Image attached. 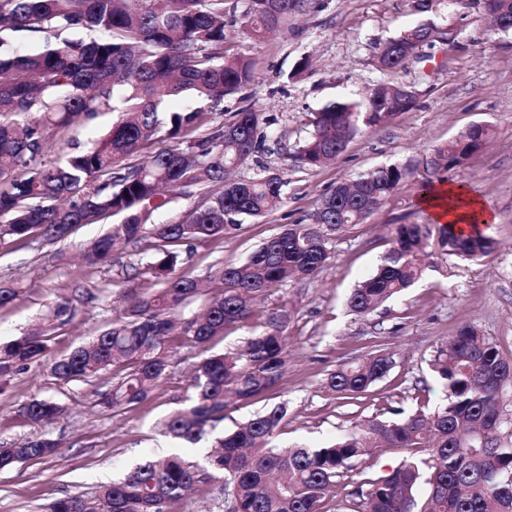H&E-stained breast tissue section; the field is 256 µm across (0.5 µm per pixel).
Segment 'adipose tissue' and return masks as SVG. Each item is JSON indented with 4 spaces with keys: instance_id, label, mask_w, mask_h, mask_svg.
<instances>
[{
    "instance_id": "1",
    "label": "adipose tissue",
    "mask_w": 512,
    "mask_h": 512,
    "mask_svg": "<svg viewBox=\"0 0 512 512\" xmlns=\"http://www.w3.org/2000/svg\"><path fill=\"white\" fill-rule=\"evenodd\" d=\"M422 206L437 224L453 225L462 232L473 224H487L492 220L485 203L459 185H437L423 194Z\"/></svg>"
}]
</instances>
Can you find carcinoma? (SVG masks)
<instances>
[{"instance_id": "1", "label": "carcinoma", "mask_w": 512, "mask_h": 512, "mask_svg": "<svg viewBox=\"0 0 512 512\" xmlns=\"http://www.w3.org/2000/svg\"><path fill=\"white\" fill-rule=\"evenodd\" d=\"M321 0H248L244 13L251 35L260 37L288 18L316 11ZM499 14L496 27L512 31V0H489ZM225 0H0V33L38 34L43 49L0 54V246L42 234L50 241L76 227L119 222L83 254L87 265L109 261L118 243L155 239L146 272L158 288L135 295L122 320L114 322L52 360L50 372L62 384L89 382L105 371L117 381L98 393L102 410L118 414L148 399L162 384L171 352L206 345L242 327L253 307L290 278L317 275L332 254L334 235L361 223L399 187L404 172L381 167L349 182L343 193L320 200L307 224H288L243 263L215 273L221 288L210 293L202 312L185 315L202 295L197 282L175 274L174 246L222 237L241 227L244 217H262L283 203L286 179L279 173L234 178L241 156L269 151L271 125L252 106L190 139L202 115L215 112L224 96L256 78L247 56L224 53ZM96 32L90 40L69 33ZM432 22L420 23L387 41L376 55L382 72L402 69L425 44L445 40ZM402 84H376L364 101L333 103L316 113L310 136L292 153L301 168L334 160L355 134L362 114L372 123L413 108L416 93ZM107 112L118 113L108 131L69 152V134ZM490 135L473 125L434 150L427 160L439 174L462 164ZM153 140H172L141 157L126 159ZM274 145L281 146L277 139ZM203 191L204 201L177 224H153L165 192ZM493 240L456 232L446 224H397L391 247L377 270L352 291L348 304L367 316L412 286L424 260L438 252L461 260L492 251ZM73 300L61 297L27 334L0 344V381L45 361L54 331L74 317ZM291 312L269 314L264 329L232 350L212 354L193 367L189 404L161 423L171 438L195 444L224 420L227 396L248 403L277 385L288 365L284 332ZM394 354L374 350L336 367L328 386L341 399H355L383 379ZM429 367L447 403L433 412L418 410L400 419L369 418L352 424L320 448L272 445L286 415L275 405L234 431L214 437L207 466L178 456H151L123 480L100 486L92 495L55 499L38 512H174L175 506L215 480V499L224 512H321L322 503L347 473L375 448H404L409 455L388 473L363 478L350 493L348 512H512V428L504 396L512 389V361L497 344L467 323L442 341ZM62 411L52 399H32L23 416L44 427ZM0 441V471L54 455L59 443L48 436L25 439L15 457ZM422 449L417 458L413 450Z\"/></svg>"}]
</instances>
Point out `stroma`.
<instances>
[{
	"label": "stroma",
	"mask_w": 512,
	"mask_h": 512,
	"mask_svg": "<svg viewBox=\"0 0 512 512\" xmlns=\"http://www.w3.org/2000/svg\"><path fill=\"white\" fill-rule=\"evenodd\" d=\"M245 6V0H225L224 48L251 58L258 77L225 96L219 111L206 113L196 133L204 135L250 105L270 115L283 152L248 160L236 174L253 178L265 169L286 171L285 200L224 237L180 245L177 274L214 287L217 268L243 262L284 225L306 221L336 184L390 165L403 169L405 177L364 223L336 236L332 257L319 275L273 288L255 306L249 323L224 338L176 349L162 386L134 409L118 416L101 412L98 394L112 385L108 372L88 383L63 385L44 362L14 375L0 388V438L21 441L39 435V428L28 425L20 413L31 399H54L65 412L47 429L60 443L55 455L0 472V512H37L41 504L58 498L92 495L149 456L177 454L205 464L211 438L195 444L176 441L160 433V422L191 396L192 363L235 349L262 330L269 313L285 305L294 308L295 316L286 331L284 376L267 395L246 405L228 404L218 431L236 429L282 403L287 413L279 443L317 448L332 442L350 422L436 406L442 393L428 361L438 343L465 323L476 325L512 359V31L492 25L482 0L455 5L438 0L429 19L444 28L446 40L420 47L404 69L386 75L374 57L385 42L420 22L413 0H322L317 12L263 38L248 33ZM385 80L414 89L410 111L360 124L330 164L314 169L288 165L285 149L307 136L315 112L334 102L362 99ZM475 124L490 130L486 147L439 179L464 186L486 202L492 221L482 230L495 240V250L472 262L434 257L403 294L369 316L354 315L349 295L389 250L390 228L430 221L419 203V186L431 176L427 159L436 147ZM107 230V225L89 224L58 242L36 233L0 247V282L22 286L19 297L0 307V344L26 333L47 303L79 291L84 303L50 343L51 356L68 354L123 316L131 296L154 288L153 278L144 272L155 253L152 237L116 249L106 263L83 264L85 248ZM378 347L394 354L388 375L360 398L338 399L326 384L328 373Z\"/></svg>",
	"instance_id": "stroma-1"
}]
</instances>
